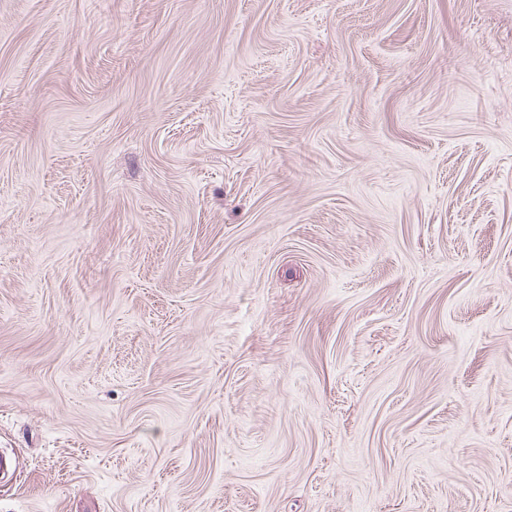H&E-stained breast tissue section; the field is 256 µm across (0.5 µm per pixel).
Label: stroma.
I'll use <instances>...</instances> for the list:
<instances>
[{
	"label": "stroma",
	"mask_w": 512,
	"mask_h": 512,
	"mask_svg": "<svg viewBox=\"0 0 512 512\" xmlns=\"http://www.w3.org/2000/svg\"><path fill=\"white\" fill-rule=\"evenodd\" d=\"M0 512H512V0H0Z\"/></svg>",
	"instance_id": "stroma-1"
}]
</instances>
